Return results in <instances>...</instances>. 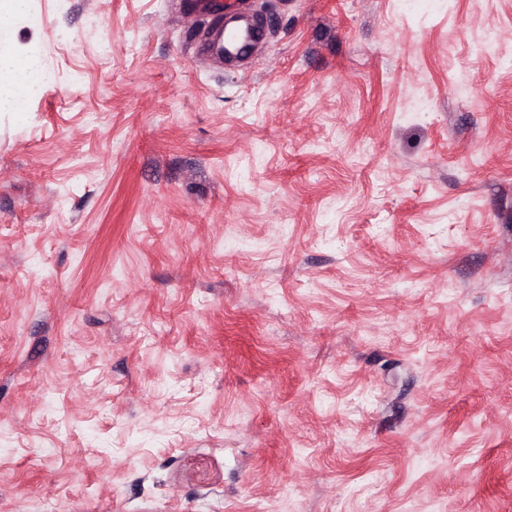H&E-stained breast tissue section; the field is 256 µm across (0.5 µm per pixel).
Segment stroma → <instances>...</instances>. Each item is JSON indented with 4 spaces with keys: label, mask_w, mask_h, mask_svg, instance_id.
Here are the masks:
<instances>
[{
    "label": "stroma",
    "mask_w": 512,
    "mask_h": 512,
    "mask_svg": "<svg viewBox=\"0 0 512 512\" xmlns=\"http://www.w3.org/2000/svg\"><path fill=\"white\" fill-rule=\"evenodd\" d=\"M252 2L0 38V512H512V0ZM192 1V10L208 19L215 35L207 46L197 42L195 54L199 55L210 49L217 55L224 56L226 62L233 63L247 57L265 40L266 31L250 14L247 0H236L239 2L226 7L219 2L221 0ZM40 57L33 47L0 53V111L26 112L42 83Z\"/></svg>",
    "instance_id": "1"
}]
</instances>
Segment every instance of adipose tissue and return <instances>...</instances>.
Masks as SVG:
<instances>
[{"label":"adipose tissue","instance_id":"1","mask_svg":"<svg viewBox=\"0 0 512 512\" xmlns=\"http://www.w3.org/2000/svg\"><path fill=\"white\" fill-rule=\"evenodd\" d=\"M41 72L35 48L0 53V111H27L41 83Z\"/></svg>","mask_w":512,"mask_h":512}]
</instances>
